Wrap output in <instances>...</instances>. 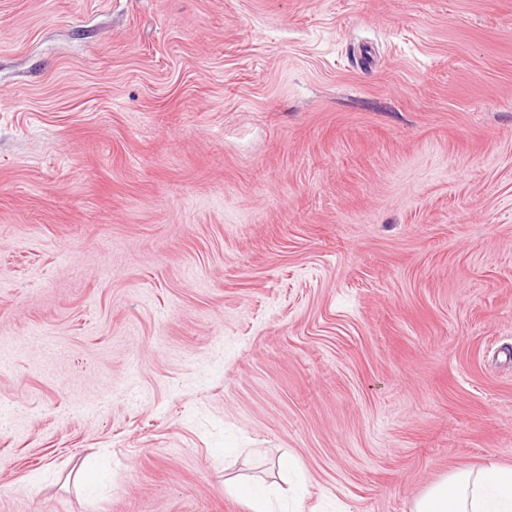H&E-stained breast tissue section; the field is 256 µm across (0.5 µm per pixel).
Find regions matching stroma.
I'll return each instance as SVG.
<instances>
[{
    "label": "stroma",
    "instance_id": "35a3bbf8",
    "mask_svg": "<svg viewBox=\"0 0 512 512\" xmlns=\"http://www.w3.org/2000/svg\"><path fill=\"white\" fill-rule=\"evenodd\" d=\"M512 466V0H0V512H411Z\"/></svg>",
    "mask_w": 512,
    "mask_h": 512
}]
</instances>
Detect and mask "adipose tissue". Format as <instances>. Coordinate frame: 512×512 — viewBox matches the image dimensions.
Wrapping results in <instances>:
<instances>
[{
    "instance_id": "adipose-tissue-1",
    "label": "adipose tissue",
    "mask_w": 512,
    "mask_h": 512,
    "mask_svg": "<svg viewBox=\"0 0 512 512\" xmlns=\"http://www.w3.org/2000/svg\"><path fill=\"white\" fill-rule=\"evenodd\" d=\"M411 512H512V467L451 472L415 499Z\"/></svg>"
}]
</instances>
